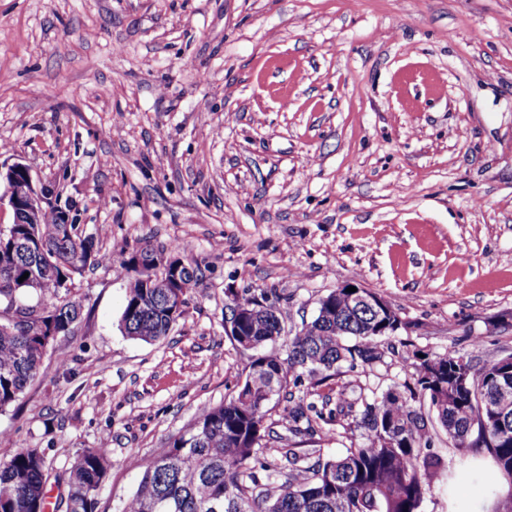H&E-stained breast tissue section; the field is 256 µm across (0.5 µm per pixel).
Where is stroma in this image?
Segmentation results:
<instances>
[{
	"mask_svg": "<svg viewBox=\"0 0 512 512\" xmlns=\"http://www.w3.org/2000/svg\"><path fill=\"white\" fill-rule=\"evenodd\" d=\"M17 162L106 259L0 412V462L37 448L63 470L107 446L98 512H121L141 461L242 380L234 295L268 291L297 325L354 284L408 323L316 402L403 384L419 353H512V0H0V166ZM174 243L200 284L168 336L129 339L125 260ZM360 441L338 426L266 445ZM475 467L424 512H474L487 451Z\"/></svg>",
	"mask_w": 512,
	"mask_h": 512,
	"instance_id": "35a3bbf8",
	"label": "stroma"
}]
</instances>
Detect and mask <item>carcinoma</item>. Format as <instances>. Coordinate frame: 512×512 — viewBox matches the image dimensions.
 I'll return each instance as SVG.
<instances>
[{"mask_svg":"<svg viewBox=\"0 0 512 512\" xmlns=\"http://www.w3.org/2000/svg\"><path fill=\"white\" fill-rule=\"evenodd\" d=\"M74 205L48 204L36 224L0 229V411L11 406L36 378L44 357L42 335L64 329L82 315V302L68 283L89 266L103 262L95 235L79 230ZM170 250L141 248L140 258L160 273L173 258ZM178 291L182 297L199 285L198 268L180 259ZM29 273L23 282L18 279ZM56 300L47 314L22 303L29 294ZM360 294L337 288L318 300L317 313L299 327H285L283 314L263 290L232 299L243 335L237 345L257 351L244 368V380L224 402L204 410L170 442L162 454L142 465L136 492L121 512H423L434 477L443 467L432 451L424 418L435 414L459 456L448 474L462 471L470 455L487 450L494 469L483 475L492 504L481 512H512V377L502 376L496 358L481 365L466 361V384H459L461 356L425 354L413 364L403 388L389 387L369 399L339 394L335 407L305 399L288 400L276 412L280 393L304 383L318 385L347 369L382 361L381 339L398 333L401 323L390 307L373 308ZM183 310L167 306L156 288L134 274L126 287L121 332L152 343L167 336ZM278 419H273V416ZM349 418L362 442L313 465L292 456L288 476L270 489L258 471L276 465L264 456L263 440L272 425L287 422L294 437L310 436L333 419ZM107 448H85L71 468L55 475L62 486L46 499L50 467L35 449L21 450L0 464V512H96L106 476Z\"/></svg>","mask_w":512,"mask_h":512,"instance_id":"obj_1","label":"carcinoma"}]
</instances>
